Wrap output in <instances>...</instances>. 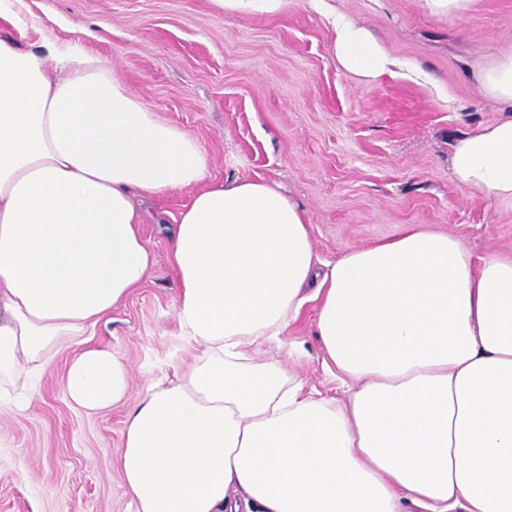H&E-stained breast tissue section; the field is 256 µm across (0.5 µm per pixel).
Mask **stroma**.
I'll return each mask as SVG.
<instances>
[{"instance_id":"1","label":"stroma","mask_w":512,"mask_h":512,"mask_svg":"<svg viewBox=\"0 0 512 512\" xmlns=\"http://www.w3.org/2000/svg\"><path fill=\"white\" fill-rule=\"evenodd\" d=\"M0 37L43 51L76 45L111 64L127 89L197 139L211 178L261 177L310 218L315 253L334 261L408 224L460 237L473 257L512 255V199L473 196L450 176L456 144L512 115L480 74L512 50V0H475L461 18L422 0H288L274 16L224 13L214 0H18ZM364 27L393 62L366 78L336 60L329 13ZM194 194L151 202L165 223L142 233L155 262L90 336L129 369L131 389L188 364L176 334L169 222ZM316 306L275 358L326 395ZM303 343L295 358L287 346ZM74 349L42 374L27 411L0 406V512H131L117 460L129 403L99 413L71 405L64 374Z\"/></svg>"}]
</instances>
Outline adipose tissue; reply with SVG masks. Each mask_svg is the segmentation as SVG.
Listing matches in <instances>:
<instances>
[{"label": "adipose tissue", "instance_id": "adipose-tissue-1", "mask_svg": "<svg viewBox=\"0 0 512 512\" xmlns=\"http://www.w3.org/2000/svg\"><path fill=\"white\" fill-rule=\"evenodd\" d=\"M331 24L346 70H387L367 30ZM451 172L512 198V118L463 139ZM186 187L171 261L197 354L134 401L125 363L86 337L154 263L146 201ZM312 300L339 398L266 356ZM72 346L74 406L132 404L118 468L133 512H512V256L477 264L409 225L319 261L279 185L208 179L198 141L110 66L0 38V404L24 410Z\"/></svg>", "mask_w": 512, "mask_h": 512}]
</instances>
